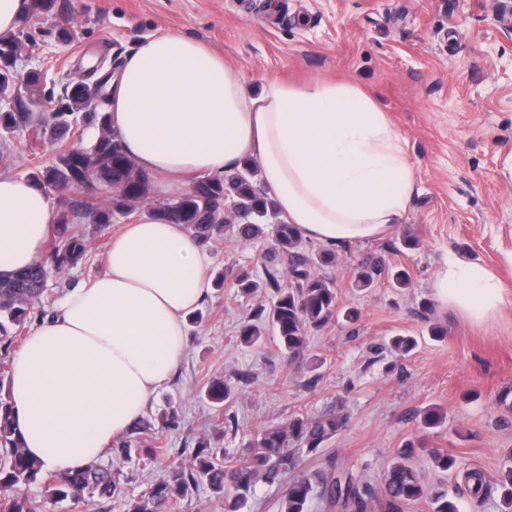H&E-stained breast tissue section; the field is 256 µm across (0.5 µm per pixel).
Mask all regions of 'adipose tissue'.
Instances as JSON below:
<instances>
[{
    "label": "adipose tissue",
    "instance_id": "obj_1",
    "mask_svg": "<svg viewBox=\"0 0 512 512\" xmlns=\"http://www.w3.org/2000/svg\"><path fill=\"white\" fill-rule=\"evenodd\" d=\"M106 90L137 168L188 187L251 162L304 238L374 239L407 211L415 180L403 139L358 85L277 81L252 93L222 53L164 29L122 58ZM57 220L42 189L0 172V276L40 263ZM210 263L183 225L147 208L113 236L106 270L69 289L12 359L9 401L29 456L83 469L140 419L186 353ZM432 287L475 324L512 311V284L468 258L450 256Z\"/></svg>",
    "mask_w": 512,
    "mask_h": 512
}]
</instances>
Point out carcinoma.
I'll return each mask as SVG.
<instances>
[{
	"mask_svg": "<svg viewBox=\"0 0 512 512\" xmlns=\"http://www.w3.org/2000/svg\"><path fill=\"white\" fill-rule=\"evenodd\" d=\"M53 2L28 0L17 30L0 35V102L9 105L8 111H0V134L25 129L33 144H44L69 138L78 126L96 128L98 136L93 142L67 147L52 163L33 167L28 179L44 191L95 188L103 191L107 203L91 195L77 206H62L56 229L58 242L48 249L44 261L0 280V354L4 356L13 345L25 340L23 333L33 320L43 318L42 304L50 279L86 263L90 247L79 221L103 230L115 216L150 200V174L139 170L123 152L112 130L110 114L90 109V94L65 91L56 100L53 93L41 87L39 76L20 78L14 73L15 59L24 48L36 43L34 32L51 12ZM33 144L27 148L33 149ZM257 175L255 167L246 164L222 178H199L181 195L154 203L152 211L167 223L185 225L204 246L215 242L232 218L237 220V234L243 240L259 237L262 225L272 224L275 240L288 252L289 285L282 286L274 273H268L273 295L266 320L279 348L291 360L307 349L309 330L325 326L336 313L335 282L315 271L317 265H333L336 256L324 250L314 261L301 252V234L294 225L278 219L279 211ZM381 270L379 261L360 267L356 285L369 287L373 275ZM230 277L245 294L257 288L244 269L237 272L232 266L226 268L224 278ZM261 336L262 327L248 322L239 330L240 342L245 345L256 344ZM204 388L208 399L219 406L230 403L235 395L230 380L212 379ZM344 425L345 419L335 414L318 418L298 414L282 427L255 430L239 456L221 454L209 442L200 440L192 459L172 468L147 492L132 499L128 512H171L189 487L203 480L214 496L224 499V512H241L260 486L283 483L287 489L282 512H309L315 500L326 502L336 512H369L380 500L388 512H405L423 498L430 500L433 512H460L447 490L424 483L413 466L415 449L411 446L386 468L377 484L363 480L348 467H337L329 474L300 470L302 455L316 452ZM143 429L141 421L134 422L120 450L127 456L136 452L147 466L155 463L164 449L140 446L138 435ZM0 447V512H36L17 489L37 482L45 484L47 497L55 503L67 499L78 502L87 497L106 502L122 493L110 466L92 465L62 476L47 473L41 462L25 454L12 427L9 403L2 400ZM434 461L439 470L462 478L473 506L496 492L502 512H512V466L492 481L478 469L462 467L448 452H435Z\"/></svg>",
	"mask_w": 512,
	"mask_h": 512,
	"instance_id": "carcinoma-1",
	"label": "carcinoma"
}]
</instances>
